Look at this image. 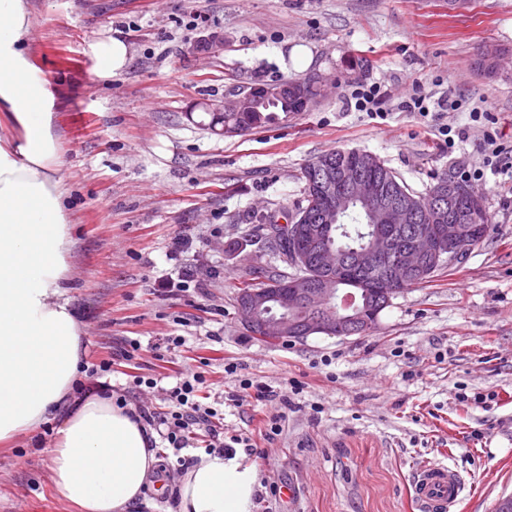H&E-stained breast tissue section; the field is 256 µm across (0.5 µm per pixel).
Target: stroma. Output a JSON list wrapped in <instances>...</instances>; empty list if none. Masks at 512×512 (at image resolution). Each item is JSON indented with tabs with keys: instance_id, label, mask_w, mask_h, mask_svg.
I'll list each match as a JSON object with an SVG mask.
<instances>
[{
	"instance_id": "stroma-1",
	"label": "stroma",
	"mask_w": 512,
	"mask_h": 512,
	"mask_svg": "<svg viewBox=\"0 0 512 512\" xmlns=\"http://www.w3.org/2000/svg\"><path fill=\"white\" fill-rule=\"evenodd\" d=\"M25 2L31 62L55 99L86 360L131 338L140 373L201 366L217 391L238 377L275 390L224 404L225 434L249 435L256 450L243 458L259 475L253 512H418L413 478L430 461L457 471L464 512L512 495V174L490 173L485 128L470 117L487 100L512 141V0ZM198 11L209 20L190 28ZM214 31L223 52L200 50ZM108 36L130 50L115 76L94 54ZM491 47L503 59L487 72L478 58ZM312 74L336 91L309 111L244 136L208 129L203 105L229 86ZM416 80L426 118L401 106ZM367 82L381 85L385 118L356 109L351 93ZM448 126L461 133L451 147ZM336 149L376 155L417 193L449 166L484 170L475 187L492 230L393 299L373 333L266 343L236 301L240 282L274 262L260 219L284 223L304 198V165ZM183 236L190 247L172 254ZM184 268L204 296L156 291ZM170 336L186 343L167 362L154 347ZM53 441L35 431L0 446V512H72L46 467Z\"/></svg>"
}]
</instances>
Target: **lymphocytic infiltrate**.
<instances>
[{"label": "lymphocytic infiltrate", "instance_id": "obj_1", "mask_svg": "<svg viewBox=\"0 0 512 512\" xmlns=\"http://www.w3.org/2000/svg\"><path fill=\"white\" fill-rule=\"evenodd\" d=\"M142 349L139 341L131 339L125 341L112 357L104 358L93 363L86 370L90 378L89 383H77L74 389L76 398H83L87 394H96L105 398H114L117 406L133 407L134 416L145 427L155 430L158 436L167 442L169 448L177 452V464L181 469H188L195 461L194 456L188 455V448L194 447L198 433L207 436L206 447L209 452H223L226 443L248 445L249 437L235 434H224V401L240 402L244 398L262 401L268 398L270 390L260 381L244 378L239 380L236 391L228 397H215L213 404L203 403L200 394L207 389L208 383L203 372L177 373L175 383L166 391V398L162 407H153L146 404H131L130 396L137 390L155 388L158 384L156 378L133 374L127 382L123 393H116L109 376L115 363L124 364L137 360Z\"/></svg>", "mask_w": 512, "mask_h": 512}]
</instances>
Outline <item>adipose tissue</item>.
I'll use <instances>...</instances> for the list:
<instances>
[{"label":"adipose tissue","mask_w":512,"mask_h":512,"mask_svg":"<svg viewBox=\"0 0 512 512\" xmlns=\"http://www.w3.org/2000/svg\"><path fill=\"white\" fill-rule=\"evenodd\" d=\"M24 0H0V445L59 414L47 456L77 512H130L157 459L149 433L111 399H74L84 327L69 295L76 241L52 95L29 60ZM254 466L206 454L173 486L178 512H252Z\"/></svg>","instance_id":"obj_1"}]
</instances>
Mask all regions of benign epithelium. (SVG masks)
<instances>
[{
	"label": "benign epithelium",
	"mask_w": 512,
	"mask_h": 512,
	"mask_svg": "<svg viewBox=\"0 0 512 512\" xmlns=\"http://www.w3.org/2000/svg\"><path fill=\"white\" fill-rule=\"evenodd\" d=\"M319 94L314 99L304 96L303 88L292 82L252 85L232 89L221 104L206 105V110L224 119L226 112H250L255 104L276 97L287 101L301 97L310 109L326 95V80L315 75ZM353 161L337 165L329 160L318 165L309 188L321 198L313 213L303 212L291 222L277 224L269 235L271 243L283 234L288 242L303 235L305 250L288 249V263L297 268L312 267L318 277L302 274L289 276L286 291L277 288H250L238 295V312L244 327L259 332L267 342L303 341L312 335L365 336L379 325L381 312L399 295L396 288H386L376 296L367 289L340 293L338 285L349 278L382 272L391 283H404L424 276L445 264H454L468 255L479 237V226L467 223L455 211L457 196L479 199L473 188L453 184L440 191L423 208L430 221L439 224L430 235L417 236L413 224L417 221V202L389 195L385 188L369 175L379 163L367 152L351 154ZM360 206L373 224L370 238L359 250L344 251L336 247L330 233L339 217L351 206Z\"/></svg>",
	"instance_id": "benign-epithelium-1"
}]
</instances>
